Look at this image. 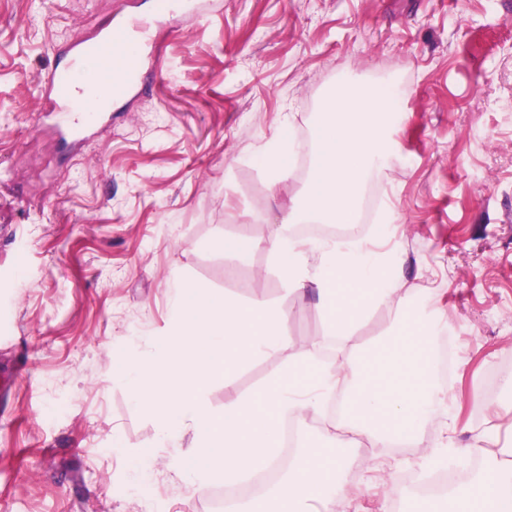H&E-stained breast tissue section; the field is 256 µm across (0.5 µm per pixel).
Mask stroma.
<instances>
[{
    "instance_id": "obj_1",
    "label": "stroma",
    "mask_w": 512,
    "mask_h": 512,
    "mask_svg": "<svg viewBox=\"0 0 512 512\" xmlns=\"http://www.w3.org/2000/svg\"><path fill=\"white\" fill-rule=\"evenodd\" d=\"M200 2L154 24L149 92L66 147L35 125L41 74L116 11L151 17L153 0H0V512H149L147 496L158 512H216L224 483L182 494L168 459L190 437L161 442L112 366L151 359L169 332L174 271L244 304L262 293L303 308L290 348L211 384L214 410L292 359L335 354L313 299L286 294L264 251L241 263L218 243L267 237L301 196L295 169L267 209L254 152L289 112L312 164L320 101L342 78L402 93L365 192L398 213L403 280L433 288L457 358L450 412L418 440L347 457L334 512H412L440 434L442 469L466 478L475 432L496 424L512 442V0Z\"/></svg>"
}]
</instances>
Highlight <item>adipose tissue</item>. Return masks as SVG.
<instances>
[{
    "label": "adipose tissue",
    "mask_w": 512,
    "mask_h": 512,
    "mask_svg": "<svg viewBox=\"0 0 512 512\" xmlns=\"http://www.w3.org/2000/svg\"><path fill=\"white\" fill-rule=\"evenodd\" d=\"M319 110L315 160L301 200L266 238L228 237L223 248L242 260L266 251L287 293L315 295L339 343L378 308L392 313L391 330L355 361L307 357L282 365L252 396L218 412L206 402L208 386L218 377L232 378L243 356L289 348L285 329L295 311L262 296L243 304L171 274V333L156 344L151 360L125 359L115 374L129 383L135 405L161 438L191 433V452L169 462L185 496L202 493L214 480L231 482L274 466L283 419L320 412L337 384H344L345 397L331 435L340 448L417 438L424 420L448 403L447 386L435 378L433 349L447 317L430 309L426 289L404 287L399 252L374 248L369 240H316L288 231L312 214L332 224L353 223L368 179L391 150L394 106L387 92L342 82ZM282 125L283 132L257 151L275 187L287 180L297 150L290 117ZM470 447L487 469L471 488L449 494L448 512H512V446L498 445L492 425L478 431ZM343 488L340 453L304 448L274 498L255 512H311L315 501L331 512Z\"/></svg>",
    "instance_id": "obj_1"
}]
</instances>
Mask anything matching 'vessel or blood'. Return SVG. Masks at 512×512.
<instances>
[{
  "instance_id": "b4317fda",
  "label": "vessel or blood",
  "mask_w": 512,
  "mask_h": 512,
  "mask_svg": "<svg viewBox=\"0 0 512 512\" xmlns=\"http://www.w3.org/2000/svg\"><path fill=\"white\" fill-rule=\"evenodd\" d=\"M69 67H54L40 78L42 119H60L65 137L86 139L93 125L111 119L112 107L139 91L148 58V38L137 24L116 18L94 36L75 37L66 50ZM97 64L93 84L77 73L86 60Z\"/></svg>"
}]
</instances>
